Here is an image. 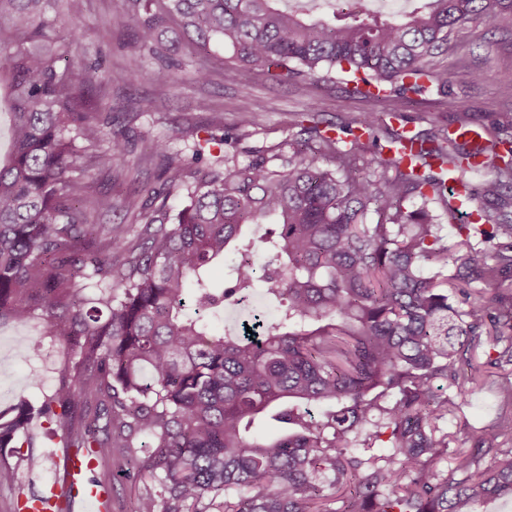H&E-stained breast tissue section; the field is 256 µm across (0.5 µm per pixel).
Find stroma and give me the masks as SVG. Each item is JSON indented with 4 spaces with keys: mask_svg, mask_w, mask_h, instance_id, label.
<instances>
[{
    "mask_svg": "<svg viewBox=\"0 0 512 512\" xmlns=\"http://www.w3.org/2000/svg\"><path fill=\"white\" fill-rule=\"evenodd\" d=\"M111 0H76L73 10L57 17L60 32L77 29L89 52L110 47V80L90 91L97 111L108 112L112 122L126 131L129 140L130 168L124 183H113L109 173L98 165L90 167L93 192L111 190L115 206L104 216L107 224L137 223L138 206L132 205L131 185L138 182L157 183L159 170L147 139L167 138L175 150H185L193 142L189 130L212 115L224 118L228 127L236 126L242 107L255 111L262 127L246 139V146L277 152L287 150L293 135L290 120L303 111L306 104L319 102L327 120L353 125L365 113L379 111V104L353 93L342 84L324 83L314 78H296L278 83L267 80L259 69H242L230 59L223 43L210 42L207 52L195 53L194 47L175 29L163 33L161 41L174 57L198 55L214 72L210 84L197 86L183 83L167 89L149 78H137L129 70L132 47L121 46V38L107 34L106 22ZM439 68L448 72L453 90L468 101L470 111L463 117L450 114L436 94L414 97L403 103L401 123L417 131L436 124L461 126L486 136L490 127L501 130L502 137L512 139V100L500 94L503 85L512 83V17L489 27L477 21L459 25L451 32L448 45L437 57ZM479 72V80H470L471 72ZM40 343L38 357L23 362L20 349ZM59 343L48 335L40 317L23 323L0 325V410L11 408L24 399L39 406L61 380ZM502 410L497 377H487L470 396L463 416L470 425L491 428ZM43 456L42 468L19 469L17 483L0 485V512H13L18 489L36 490L61 482L63 467L51 457L45 440L33 448ZM150 479H130L120 470L112 472V512H136L140 500L153 492Z\"/></svg>",
    "mask_w": 512,
    "mask_h": 512,
    "instance_id": "stroma-1",
    "label": "stroma"
}]
</instances>
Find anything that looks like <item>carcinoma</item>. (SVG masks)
Here are the masks:
<instances>
[{
    "instance_id": "cac0c4a2",
    "label": "carcinoma",
    "mask_w": 512,
    "mask_h": 512,
    "mask_svg": "<svg viewBox=\"0 0 512 512\" xmlns=\"http://www.w3.org/2000/svg\"><path fill=\"white\" fill-rule=\"evenodd\" d=\"M282 2L113 0L107 27L135 32L134 72L161 86L213 77L166 57L158 32L175 25L270 78L348 80L381 111L355 135L312 103L294 113L288 155L212 154L239 144L228 131L194 140L188 154L155 142L163 181L134 194L152 201L184 188L189 202L174 215L143 205L140 223L126 225L99 223L112 194L88 198L87 158L101 142L110 151L97 164L117 180L128 170L112 118L88 99L109 78L101 55L77 52L76 33L47 16L49 0H0L11 144L0 157V320L41 312L64 358L37 408L0 412V448L17 456L0 463V485L15 483L21 464L42 466L21 452L33 447L36 417L51 447L80 460L105 463L112 449L148 440L125 470L155 483L137 512H469L512 497V450L499 441L512 439V413L489 430L464 426L470 450L450 449L460 431L441 427L494 370L512 404V140L493 135L470 151L444 127L406 135L386 121L433 87L448 112H468L435 58L458 24L492 27L512 0H428L368 22L345 9L315 19ZM370 145L377 179L360 166ZM480 169L493 178L474 185L467 174ZM411 195L450 216V197L497 202L476 211L481 242L471 225H454L463 254L451 278L448 245L425 209L407 210ZM230 254V278L215 288L206 269ZM258 282L274 307L262 310L261 334L215 333L210 318Z\"/></svg>"
}]
</instances>
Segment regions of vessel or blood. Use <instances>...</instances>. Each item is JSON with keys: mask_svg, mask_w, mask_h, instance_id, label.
Masks as SVG:
<instances>
[{"mask_svg": "<svg viewBox=\"0 0 512 512\" xmlns=\"http://www.w3.org/2000/svg\"><path fill=\"white\" fill-rule=\"evenodd\" d=\"M95 461L70 459L63 485H51L31 496L25 512H54L61 492L69 494L70 512H105L111 498L107 485L90 478Z\"/></svg>", "mask_w": 512, "mask_h": 512, "instance_id": "1", "label": "vessel or blood"}]
</instances>
